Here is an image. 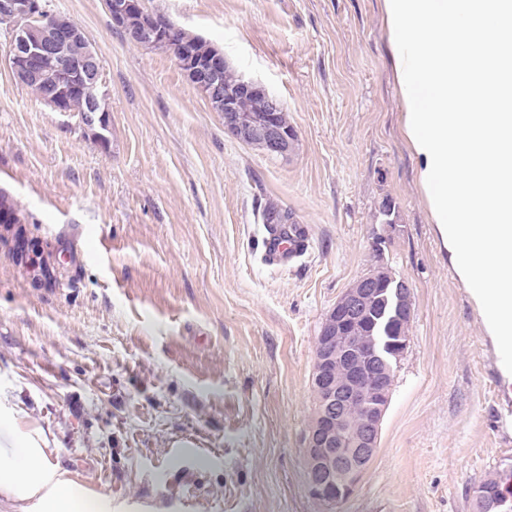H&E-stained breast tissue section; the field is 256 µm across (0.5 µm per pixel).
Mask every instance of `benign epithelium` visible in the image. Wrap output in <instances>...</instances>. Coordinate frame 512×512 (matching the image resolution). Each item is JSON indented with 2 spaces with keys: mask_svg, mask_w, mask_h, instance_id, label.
I'll use <instances>...</instances> for the list:
<instances>
[{
  "mask_svg": "<svg viewBox=\"0 0 512 512\" xmlns=\"http://www.w3.org/2000/svg\"><path fill=\"white\" fill-rule=\"evenodd\" d=\"M140 11L142 29L136 37L149 48L165 47L167 42L144 0H110L112 25L120 27L128 13ZM43 0H0V21L10 32L6 60L15 75L35 79L41 71L60 61L64 48L78 37V30L62 14L45 21ZM176 62L187 67L190 81L206 98H224V129L241 142L254 145L269 157H284L291 151L296 132L281 126L283 104L264 85L243 78L239 91L256 100V109L242 112L237 92L224 89L221 71L226 59L213 54L201 61L182 48ZM94 55L58 68L59 89L43 103L57 112L64 111V95L82 92L89 99L83 120L95 125V114L106 111L105 94L97 84ZM373 275L366 274L345 289L327 315L319 335L312 382L319 395L318 415L303 436L306 486L309 495L327 508L337 510L351 498L376 455L382 421L389 404L392 373L409 344L408 327L412 303L408 281L393 277L391 287L383 288L393 305L389 318L390 335L360 334V323L375 303L378 287L366 286ZM365 409L361 430L347 419L348 410Z\"/></svg>",
  "mask_w": 512,
  "mask_h": 512,
  "instance_id": "1",
  "label": "benign epithelium"
}]
</instances>
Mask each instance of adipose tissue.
I'll return each instance as SVG.
<instances>
[{"mask_svg": "<svg viewBox=\"0 0 512 512\" xmlns=\"http://www.w3.org/2000/svg\"><path fill=\"white\" fill-rule=\"evenodd\" d=\"M400 123L437 237L512 364V0H382Z\"/></svg>", "mask_w": 512, "mask_h": 512, "instance_id": "1", "label": "adipose tissue"}]
</instances>
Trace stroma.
Here are the masks:
<instances>
[{
	"instance_id": "obj_1",
	"label": "stroma",
	"mask_w": 512,
	"mask_h": 512,
	"mask_svg": "<svg viewBox=\"0 0 512 512\" xmlns=\"http://www.w3.org/2000/svg\"><path fill=\"white\" fill-rule=\"evenodd\" d=\"M144 3L262 82L297 141L273 159L225 133L106 0H49L100 59L103 137L0 60V193L60 261L45 277L0 243V462L23 434L47 464L38 491L0 488V512H48L59 480L105 512H318L302 448L315 343L379 263L409 283L410 339L339 512H471L476 484L512 465V406L496 396L512 371L427 220L381 0ZM386 197L396 227L378 257ZM272 208L308 231L293 266L262 260Z\"/></svg>"
}]
</instances>
